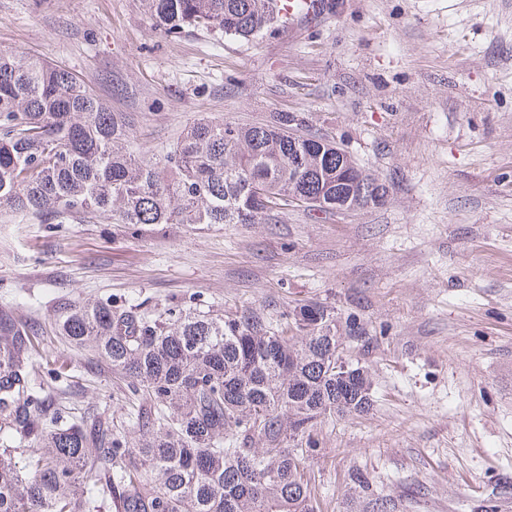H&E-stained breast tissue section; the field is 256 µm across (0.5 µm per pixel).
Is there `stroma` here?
<instances>
[{
	"label": "stroma",
	"mask_w": 512,
	"mask_h": 512,
	"mask_svg": "<svg viewBox=\"0 0 512 512\" xmlns=\"http://www.w3.org/2000/svg\"><path fill=\"white\" fill-rule=\"evenodd\" d=\"M66 67L163 155L198 119L295 116L388 188L349 214L262 224H66L0 211V299L47 320L58 298L231 315L318 300L366 327L351 360L374 406L317 431L323 512L352 474L396 512L512 506V0H327L246 43L162 35L142 0H0V50ZM73 403L119 414L127 388L60 341Z\"/></svg>",
	"instance_id": "stroma-1"
}]
</instances>
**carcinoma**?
<instances>
[{"label": "carcinoma", "instance_id": "1", "mask_svg": "<svg viewBox=\"0 0 512 512\" xmlns=\"http://www.w3.org/2000/svg\"><path fill=\"white\" fill-rule=\"evenodd\" d=\"M270 0H143L164 34L247 42L272 28ZM131 119L66 69L0 51V208L47 224H257L288 194L334 200L381 180L286 113L267 123L200 119L163 160L128 147ZM336 308L287 303L232 316L184 302L63 298L48 325L0 304V512H322L311 476L317 429L373 407L367 367L336 374ZM353 343L366 330L344 321ZM52 333L128 388L124 426L61 408L40 380ZM369 512H394L370 492Z\"/></svg>", "mask_w": 512, "mask_h": 512}]
</instances>
